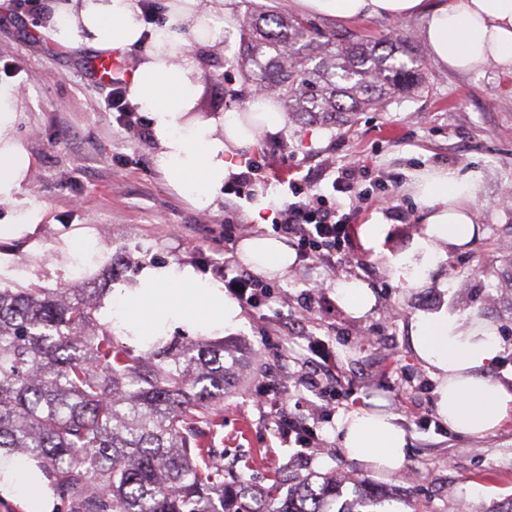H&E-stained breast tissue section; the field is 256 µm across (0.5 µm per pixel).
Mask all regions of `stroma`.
Listing matches in <instances>:
<instances>
[{
    "instance_id": "35a3bbf8",
    "label": "stroma",
    "mask_w": 512,
    "mask_h": 512,
    "mask_svg": "<svg viewBox=\"0 0 512 512\" xmlns=\"http://www.w3.org/2000/svg\"><path fill=\"white\" fill-rule=\"evenodd\" d=\"M57 0H31L22 9H0V79L23 91L18 134L34 163L24 194L46 210L34 234L0 240V260L14 274L4 287L111 290L133 282L141 267L177 263L219 279L224 229L235 240L274 235V210L252 217L258 196L284 198L300 174L324 173L330 189L336 171L359 160L368 166L373 193L352 199L337 194L354 225L383 224L381 253L354 239L335 265L294 263L271 278L268 305L242 306L243 325L224 335L239 366L220 408L224 426L215 446L226 468L253 485L273 474L331 473L347 481L368 477L374 485L420 512H507L512 507V416L484 436L452 431L437 413L433 370L414 353V321L439 313L478 319L495 333L501 352L488 368L492 379L512 384V74L496 67L454 73L424 62L428 90L351 118L313 122L284 118L262 130L245 153L263 160L261 185L241 198L219 190L214 210L202 212L168 184L152 137H131L107 105L108 88L89 70L93 49L54 44L43 29ZM322 32L354 31L377 39L421 36L418 17L381 16L342 20L312 15ZM201 46L205 76L198 110L205 115L237 110L224 95L239 87L242 72L225 63L240 51ZM454 168L478 177L475 222L479 236L410 286L389 269L392 255L409 250L424 230L416 200V176ZM86 231L100 248L92 266L68 274L65 236ZM359 279L370 286L373 309L355 317L336 300L332 285ZM327 365L332 375L315 386L301 384L308 365ZM277 397L291 417L304 418L318 435L316 447L282 440L266 405ZM385 410L407 436L401 469L387 472L350 458L336 432L340 414Z\"/></svg>"
}]
</instances>
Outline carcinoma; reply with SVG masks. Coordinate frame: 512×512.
<instances>
[{"label": "carcinoma", "instance_id": "cac0c4a2", "mask_svg": "<svg viewBox=\"0 0 512 512\" xmlns=\"http://www.w3.org/2000/svg\"><path fill=\"white\" fill-rule=\"evenodd\" d=\"M244 3L243 87L265 86L294 117L327 121L428 88L406 38L317 33L306 18ZM93 311L59 289L0 288V452L39 463L56 512H366L385 502L364 479L346 495L320 473L290 479L284 501L276 474L268 489L227 497L212 440L239 360L162 337L136 355Z\"/></svg>", "mask_w": 512, "mask_h": 512}]
</instances>
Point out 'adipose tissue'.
<instances>
[{
  "instance_id": "ef3b65f1",
  "label": "adipose tissue",
  "mask_w": 512,
  "mask_h": 512,
  "mask_svg": "<svg viewBox=\"0 0 512 512\" xmlns=\"http://www.w3.org/2000/svg\"><path fill=\"white\" fill-rule=\"evenodd\" d=\"M308 13L354 20L365 16L423 21L432 59L453 71L492 65L512 73V0H299ZM221 9L214 0H168L165 22L147 28L137 0H61L50 39L122 56L141 40L149 49L129 74L128 97L146 112L159 147L158 161L169 185L197 210L216 206L231 160L253 145L263 128L281 123L279 104L255 95L249 115L222 112L196 116L204 76L198 47L223 41ZM23 97L16 82L0 80V239L34 233L45 210L25 197L23 185L33 158L17 134ZM426 211L425 229L412 248L391 258L395 275L415 285L439 261L469 242L475 230L474 177L448 169L423 176L415 185ZM238 260L261 275L285 273L293 261L287 244L270 236L244 239ZM98 316L113 335L144 350L154 337L181 330L191 336H224L242 323L241 310L222 282L176 264L142 267L136 280L106 295ZM417 357L436 370L438 414L454 431L484 434L512 411V386L486 377L500 352L492 331L478 320L436 315L411 330ZM343 447L355 459L395 471L405 459V433L387 413L350 412L337 419ZM0 496L23 512H53L54 492L35 461L0 454Z\"/></svg>"
}]
</instances>
